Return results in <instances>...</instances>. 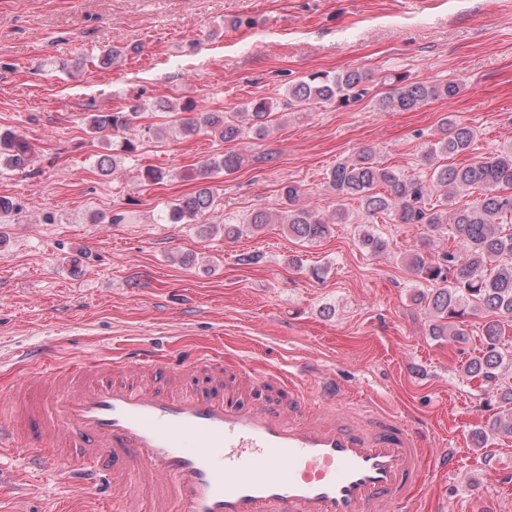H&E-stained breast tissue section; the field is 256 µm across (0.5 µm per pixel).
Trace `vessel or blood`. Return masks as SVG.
<instances>
[{"mask_svg": "<svg viewBox=\"0 0 512 512\" xmlns=\"http://www.w3.org/2000/svg\"><path fill=\"white\" fill-rule=\"evenodd\" d=\"M134 361L139 383L109 359L43 366L0 418V450L89 491L148 483L150 512H413L422 438L393 411L361 417L334 378L311 395L219 357Z\"/></svg>", "mask_w": 512, "mask_h": 512, "instance_id": "obj_1", "label": "vessel or blood"}]
</instances>
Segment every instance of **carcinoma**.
Masks as SVG:
<instances>
[{
	"instance_id": "cac0c4a2",
	"label": "carcinoma",
	"mask_w": 512,
	"mask_h": 512,
	"mask_svg": "<svg viewBox=\"0 0 512 512\" xmlns=\"http://www.w3.org/2000/svg\"><path fill=\"white\" fill-rule=\"evenodd\" d=\"M135 45L113 46L87 59L91 65L108 67L121 56L136 54ZM366 76L358 70L335 74L310 72L288 87V99L304 107L312 103L346 106L363 96ZM393 94L379 106L391 112L413 111L431 100L454 98L459 85L448 82L412 81L396 77ZM275 104L267 98L250 100L242 112H198L181 123V132L190 137L201 132L226 143L262 138L271 123ZM142 112L131 105L117 112H94L85 117L88 133L102 139L116 154L136 156L138 142L133 131ZM476 138L472 127L451 118L443 119L435 140L423 152L422 170L408 174L377 161L374 149L361 148L356 156L339 162L327 174V188L336 196L358 200L366 218L386 216L397 224H423L432 233L449 228L456 248L436 256L416 252L409 266L425 281L435 285L419 301L433 314L431 335L466 340L460 325L470 308L487 312L482 324L483 350L466 362L465 375L492 387L501 411L490 431L512 436V384H503V371H512V351L501 349L504 325L512 321V232L504 224L512 221V147L460 165L447 164L448 157L469 153ZM34 149L27 137L12 127L0 126V166L22 171L31 161ZM243 164V156L228 151L201 166L202 185L193 194L168 206L159 217L166 224H198L214 203L213 189L205 180L214 175H229ZM474 190L472 204H450L459 191ZM304 190L299 184L283 187L288 207L272 214L267 210L250 213L243 219L225 218L224 237L236 239L243 227L255 230L267 224L287 226L288 233L307 241L326 238L334 224L350 223L344 208L327 216L300 203ZM362 245L373 253L383 251L386 240L378 233L364 231Z\"/></svg>"
}]
</instances>
